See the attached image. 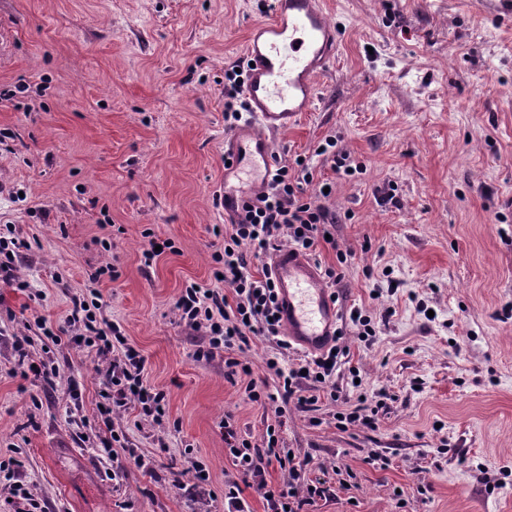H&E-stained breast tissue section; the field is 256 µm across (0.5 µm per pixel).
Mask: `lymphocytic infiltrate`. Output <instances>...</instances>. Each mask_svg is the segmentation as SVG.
Wrapping results in <instances>:
<instances>
[{
    "mask_svg": "<svg viewBox=\"0 0 512 512\" xmlns=\"http://www.w3.org/2000/svg\"><path fill=\"white\" fill-rule=\"evenodd\" d=\"M243 66L240 59L224 66V125L230 130L240 124L248 109L243 95ZM312 180L307 161L277 160L268 189L259 193L243 214L212 229L214 236L224 240L223 250L212 256V274L219 277V285L188 284L175 303L178 324L205 338L204 345L195 352L196 359L207 361L224 354L227 376L251 375V366L237 357L251 337L275 340L278 351L265 362L274 377V386L260 389L248 382L247 396L263 405L291 403L305 413L313 411L321 392L329 387L337 357L344 354L345 348L337 343L331 351L285 365L291 345L279 322L274 282L269 271L252 270L248 255L288 247L312 256L318 244L334 234L340 218L329 207L312 201L305 190ZM36 325L52 342L70 338L103 362L98 410L104 425H111L113 414L132 404L154 425L165 426V393L144 385L143 356L128 344L120 325L102 318L97 296L72 297L56 326H49L42 318ZM224 443L236 468L235 476L224 482V501L234 512L244 508L240 497L244 482L255 486L268 512H313L317 500L325 497L323 481L302 483L301 463L280 448L274 428H267L265 439L257 444L244 438L228 418L224 421ZM272 465L284 474L282 483L276 486L269 485L266 479Z\"/></svg>",
    "mask_w": 512,
    "mask_h": 512,
    "instance_id": "f902f5d3",
    "label": "lymphocytic infiltrate"
}]
</instances>
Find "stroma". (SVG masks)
I'll list each match as a JSON object with an SVG mask.
<instances>
[{"mask_svg": "<svg viewBox=\"0 0 512 512\" xmlns=\"http://www.w3.org/2000/svg\"><path fill=\"white\" fill-rule=\"evenodd\" d=\"M340 32L322 91L300 124L275 135L279 156L306 157L329 181L352 251L336 291L362 307L376 335L348 332L320 426L288 407L278 436L304 461L302 479L330 488L315 512H512V21L489 0H325ZM269 0H0V225L31 245L0 284V460L46 512H224L235 468L222 422L261 442L275 420L250 401L272 342L253 338L251 376L228 379L223 357L199 361L203 338L176 322L186 284L213 282L224 217V65L244 55ZM333 139L359 171L336 174L316 149ZM394 191L397 204H380ZM113 225L112 247L98 242ZM163 246L152 266L142 253ZM111 264L117 279L91 282ZM96 290L104 316L145 359L164 391L169 427L127 406L104 425L101 361L43 340L69 298ZM51 382L9 376L16 336ZM358 370L361 388L351 386ZM366 395L372 429L338 428L337 412ZM123 447L104 454L111 430ZM71 455H58V445ZM152 456L155 475L128 449ZM390 460L369 464L371 453ZM125 468L111 478L110 457ZM211 475L195 488L192 462Z\"/></svg>", "mask_w": 512, "mask_h": 512, "instance_id": "obj_1", "label": "stroma"}]
</instances>
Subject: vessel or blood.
<instances>
[{
  "label": "vessel or blood",
  "mask_w": 512,
  "mask_h": 512,
  "mask_svg": "<svg viewBox=\"0 0 512 512\" xmlns=\"http://www.w3.org/2000/svg\"><path fill=\"white\" fill-rule=\"evenodd\" d=\"M338 45V28L321 0H274L272 16L251 25L245 48L252 63L244 87L248 118L224 136V183L216 191L225 216L267 188L276 153L272 137L313 111L317 79L333 64ZM269 268L289 342L308 354L322 352L341 319L332 289L312 261L291 249L276 251Z\"/></svg>",
  "instance_id": "1"
}]
</instances>
